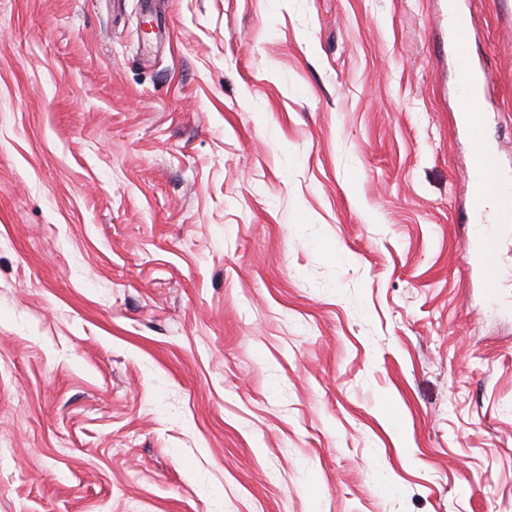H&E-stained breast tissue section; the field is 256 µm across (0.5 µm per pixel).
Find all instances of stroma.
Instances as JSON below:
<instances>
[{"label": "stroma", "mask_w": 512, "mask_h": 512, "mask_svg": "<svg viewBox=\"0 0 512 512\" xmlns=\"http://www.w3.org/2000/svg\"><path fill=\"white\" fill-rule=\"evenodd\" d=\"M464 62L512 185V0H0V512H512Z\"/></svg>", "instance_id": "35a3bbf8"}]
</instances>
